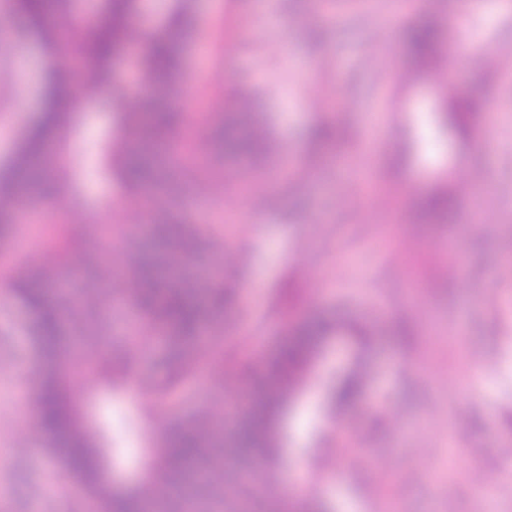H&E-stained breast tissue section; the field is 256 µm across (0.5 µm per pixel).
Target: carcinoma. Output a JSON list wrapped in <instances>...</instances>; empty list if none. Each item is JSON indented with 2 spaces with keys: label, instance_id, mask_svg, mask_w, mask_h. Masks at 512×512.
Segmentation results:
<instances>
[{
  "label": "carcinoma",
  "instance_id": "1",
  "mask_svg": "<svg viewBox=\"0 0 512 512\" xmlns=\"http://www.w3.org/2000/svg\"><path fill=\"white\" fill-rule=\"evenodd\" d=\"M6 11L23 19L56 52L49 87L39 119L27 130L10 163L0 167V240L12 236L13 204L23 196L42 197L46 161L62 152L82 93L112 114L114 128L100 158L101 174L116 182L130 200L164 197L152 210V244L128 255L118 270L121 288L112 287V248L89 250L77 237L58 239V250L78 258L64 266L70 277L97 282L82 298L53 287L52 266L22 268L15 277V295L32 317L42 360L34 394L37 416L35 438L65 472L82 484L100 512H147L151 503L166 502L176 512H211L224 503V468L228 463L247 465L265 479L267 496L277 499L285 512L288 497L271 479L278 461V418L307 382L324 345L336 336L348 337L356 360L331 380L326 392L331 416H339L362 396L370 377L364 355L370 350L367 327L343 314L318 316L298 323L276 351L256 357L262 376L252 380V396L235 409L238 422L224 437V421L208 415L177 417L173 426L153 440V453L139 484L132 489L116 486L106 468V449L85 426L83 395L73 382L69 366L72 341L95 342L108 330L93 297H115L136 308L143 318L135 347L151 348L159 338L166 342L167 375L154 383V400L172 406L178 390L200 373L198 354L223 342L221 336L204 335L209 324L224 329V311L237 298L235 283L224 277L223 266L211 277L189 283L183 270L223 250L224 243L189 222L182 210L192 186L182 161V151L170 134L195 119L213 127L204 152L203 168L215 179L223 175L224 159L243 163L269 157L273 145L266 130L254 119L249 98L238 99L234 112H208L190 116L183 112L182 84L185 32L195 0H168L165 14L154 24L132 27L144 12L145 0H92L83 11L78 29L82 56L78 64L67 59L69 45L58 21L73 15L78 0H4ZM447 31L431 19L408 26L405 35L406 73L430 70L441 77L443 98L440 122L458 131L478 126L482 101L460 90L447 76ZM136 50L135 91L116 76L121 51ZM325 115L315 128L312 153L319 161L333 157L343 140L340 124L330 113L333 101L321 106ZM455 178L418 194L417 221L437 219L453 228L459 220ZM89 391H120L128 384L126 364L100 356L89 363Z\"/></svg>",
  "mask_w": 512,
  "mask_h": 512
}]
</instances>
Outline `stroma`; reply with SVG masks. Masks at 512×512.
I'll list each match as a JSON object with an SVG mask.
<instances>
[{
    "label": "stroma",
    "instance_id": "stroma-1",
    "mask_svg": "<svg viewBox=\"0 0 512 512\" xmlns=\"http://www.w3.org/2000/svg\"><path fill=\"white\" fill-rule=\"evenodd\" d=\"M459 14L464 26L451 28V39L512 42V5L495 9L490 0L463 9L452 0H197L188 31L191 111L250 92L278 158L255 168L273 171V191L300 201L295 210L249 204L241 166L228 160L235 184L200 180L188 206L192 223L222 237L228 270L240 281L237 308L224 317L225 379L237 378L255 340L275 350L293 324L316 314L340 310L375 328L367 355L375 378L358 407L333 419L320 404L325 383L354 352L338 336L279 424L277 482L289 487L305 468L307 492L327 496L333 512H512V492L500 485L512 478L505 453L512 448V70L485 95L482 125L491 142L479 149L473 134L440 127L438 79L403 85L381 62L389 50L404 57L411 22ZM17 26L0 11V166L40 109L36 76L48 61L37 36L15 46ZM338 93L351 105L342 120L352 171L308 170L317 104ZM111 130L109 114L83 103L64 144L68 182L39 201L16 203L17 232L0 242V512H97L31 436L35 413L22 407L21 394L34 391L40 357L11 290L19 267L55 264L53 254L27 246L45 226L61 234L91 220L111 225L117 256L149 245V236L129 235L147 227L144 212L98 170ZM450 171L481 174L479 192L463 191L459 209L491 220L452 232L404 223L414 189L433 188ZM228 213L236 223H225ZM399 321L410 323V342L392 335ZM98 349L126 358L136 379L163 375L162 346L133 352L104 336ZM477 356L491 370L473 384L466 374ZM137 391H97L83 402L122 482L134 481L151 455L150 437L170 424L148 420L145 402L132 399ZM332 478L342 489L330 496Z\"/></svg>",
    "mask_w": 512,
    "mask_h": 512
}]
</instances>
